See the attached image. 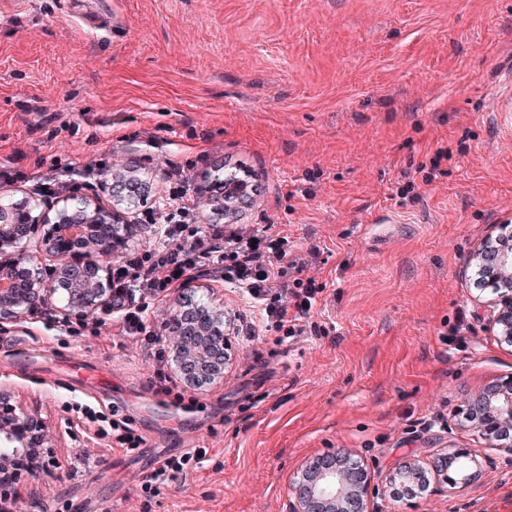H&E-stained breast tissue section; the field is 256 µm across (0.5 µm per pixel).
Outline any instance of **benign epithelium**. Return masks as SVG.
<instances>
[{
  "label": "benign epithelium",
  "mask_w": 512,
  "mask_h": 512,
  "mask_svg": "<svg viewBox=\"0 0 512 512\" xmlns=\"http://www.w3.org/2000/svg\"><path fill=\"white\" fill-rule=\"evenodd\" d=\"M8 208L23 217L21 224L0 225V320H19L30 309L55 295L61 288L67 311L93 314L110 307L109 269L104 257H118L133 237L136 224L123 220L99 203L74 198L54 211L43 205L36 193L8 200ZM88 227L85 236L61 232L65 226ZM46 228L36 251L21 247L39 227ZM500 233L487 237L477 247L478 274L490 277L492 298L487 304L489 332L512 346V226L498 225ZM174 349L178 368L187 370L186 360L206 364L205 379L224 377L226 364L224 310L212 301L202 302L185 295L174 312ZM206 323L207 339L195 349V334ZM460 425L478 434L486 447L507 455L512 461V375L498 378L470 397L461 411ZM49 447L46 423L13 402L12 394L0 390V472L32 454ZM333 460L319 468L317 483L298 476L292 483V512H369L368 502L375 488L364 462L348 452L332 453Z\"/></svg>",
  "instance_id": "obj_1"
}]
</instances>
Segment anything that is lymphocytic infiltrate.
Instances as JSON below:
<instances>
[{"instance_id": "obj_1", "label": "lymphocytic infiltrate", "mask_w": 512, "mask_h": 512, "mask_svg": "<svg viewBox=\"0 0 512 512\" xmlns=\"http://www.w3.org/2000/svg\"><path fill=\"white\" fill-rule=\"evenodd\" d=\"M164 194L167 209L151 206L140 217L142 223L160 226L159 237L148 248L129 251L112 268V305L120 313L118 330L128 336H145L154 346L156 384L162 386L172 379L160 347L172 323L166 319L158 329H151L149 303L202 275L234 285L254 305L258 316L249 325L250 337L278 345L316 333L310 312L320 286L308 274L311 260L289 252L287 235L272 231L267 224L202 223L209 199L224 196V183L215 179L197 183L193 173L174 163L166 171ZM75 411L86 423L108 424L115 449L133 453L144 443L126 416H110L88 405L76 406ZM206 455V449L194 448L165 458L143 479L142 492L158 493Z\"/></svg>"}]
</instances>
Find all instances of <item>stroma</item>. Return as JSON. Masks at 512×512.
<instances>
[{"label":"stroma","mask_w":512,"mask_h":512,"mask_svg":"<svg viewBox=\"0 0 512 512\" xmlns=\"http://www.w3.org/2000/svg\"><path fill=\"white\" fill-rule=\"evenodd\" d=\"M0 0V195L40 191L57 161L149 170L247 163L266 189L239 218L318 246V335L270 348L242 334L239 292L203 276L150 301L173 314L210 293L236 328L224 376L191 412L153 387L138 336H67L62 298L0 322V386L50 432V466L9 489L20 512H290L294 476L336 449L376 487L372 512H512V462L458 425L466 399L512 374L486 330L474 249L512 221V119L493 109L512 71V0ZM441 175L423 178L437 150ZM420 196L403 197L408 182ZM75 362L103 383L64 380ZM117 408L139 455L86 437L65 407ZM207 449L158 494L160 460ZM471 451L469 481L431 474L394 497L402 461Z\"/></svg>","instance_id":"1"}]
</instances>
